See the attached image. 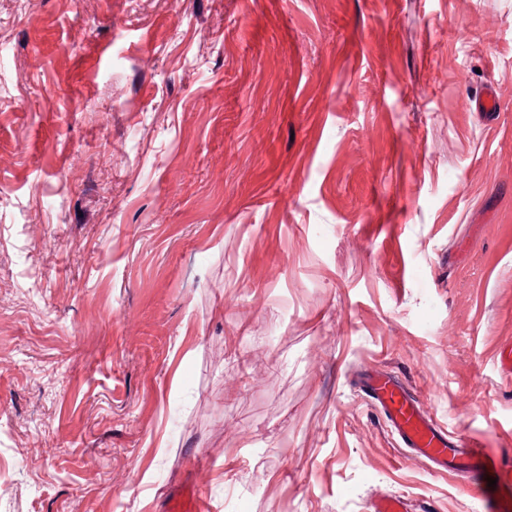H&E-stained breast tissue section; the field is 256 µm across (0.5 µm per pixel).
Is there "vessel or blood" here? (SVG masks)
Segmentation results:
<instances>
[{"label":"vessel or blood","instance_id":"obj_1","mask_svg":"<svg viewBox=\"0 0 512 512\" xmlns=\"http://www.w3.org/2000/svg\"><path fill=\"white\" fill-rule=\"evenodd\" d=\"M369 403L377 408L394 431L401 447L444 473L464 471L482 495L497 500V512H512V456L492 454L471 444L459 447L435 418L426 414L412 389L402 380L366 369L362 381ZM166 512H211L208 498L190 489L168 498Z\"/></svg>","mask_w":512,"mask_h":512}]
</instances>
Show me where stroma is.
<instances>
[{"mask_svg": "<svg viewBox=\"0 0 512 512\" xmlns=\"http://www.w3.org/2000/svg\"><path fill=\"white\" fill-rule=\"evenodd\" d=\"M509 345L512 0H0V512H488ZM362 387L369 403L385 417L402 448L413 451L438 472L469 473L478 484L481 497L496 498L497 512L511 511L510 454H491L477 444L460 448L448 430L421 409L414 391L396 377L368 368L363 374ZM487 477L497 479L494 487H488ZM211 509L210 501L199 489L176 493L165 505L167 512H210Z\"/></svg>", "mask_w": 512, "mask_h": 512, "instance_id": "35a3bbf8", "label": "stroma"}]
</instances>
